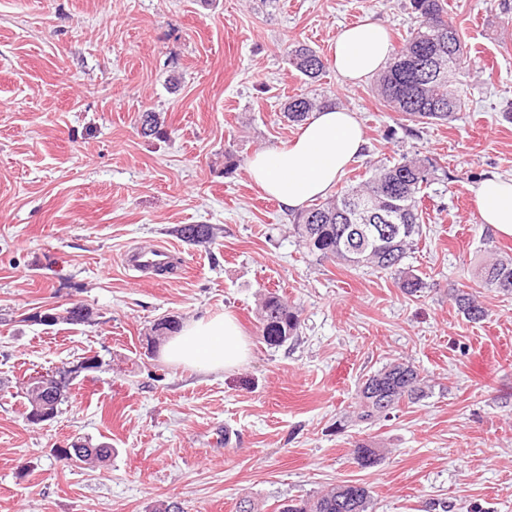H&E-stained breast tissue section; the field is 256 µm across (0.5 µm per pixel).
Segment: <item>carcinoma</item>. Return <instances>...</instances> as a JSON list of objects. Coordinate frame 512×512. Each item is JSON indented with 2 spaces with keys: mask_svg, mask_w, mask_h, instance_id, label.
<instances>
[{
  "mask_svg": "<svg viewBox=\"0 0 512 512\" xmlns=\"http://www.w3.org/2000/svg\"><path fill=\"white\" fill-rule=\"evenodd\" d=\"M418 26L408 32L395 51L387 68L375 79V88L384 105L409 121L439 120L451 122L466 106L463 89L453 83L454 75L466 63L465 44L457 26L445 9L444 0H410ZM290 64L310 81H316L325 71L321 56L305 44L288 49ZM336 105L330 96L291 97L286 117L302 123L316 109ZM160 115L144 112L141 130L144 135L158 133ZM436 172L433 160L427 156L401 154L390 165L375 169L365 181L349 185L326 201L301 211L291 224L297 241L311 254L353 267H372L395 276L401 291L415 296L427 288V283L414 271L402 267L408 251L422 236L423 216L419 210V194L430 185ZM375 200L379 210L388 212L402 232L393 239H366L360 232L364 225L351 210L358 197ZM180 235L193 244L207 243L213 235L209 224H188ZM476 286L512 293V258L484 261L475 269ZM452 299L460 313L472 322L488 316V310L476 294L465 289L453 290ZM72 324H85L92 313L83 305L66 310ZM257 321L264 341L282 345L297 335L300 317L296 307L279 294L267 292L257 308ZM426 377L410 362L394 361L365 378L356 390V419L374 423L389 417L403 402L418 403L429 396ZM59 460L106 463L112 448L103 445H71L59 450ZM356 463L369 468L384 457V449L372 440L355 442ZM279 512H373L371 491L362 483L346 481L297 502L283 503Z\"/></svg>",
  "mask_w": 512,
  "mask_h": 512,
  "instance_id": "obj_1",
  "label": "carcinoma"
}]
</instances>
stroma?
Here are the masks:
<instances>
[{"label":"stroma","instance_id":"stroma-1","mask_svg":"<svg viewBox=\"0 0 512 512\" xmlns=\"http://www.w3.org/2000/svg\"><path fill=\"white\" fill-rule=\"evenodd\" d=\"M466 45L456 121L408 122L373 79L334 69L304 80L287 48L331 60L341 26L373 15L400 44L410 0H0V512H261L329 485L368 486L374 512H512V294L481 289V322L455 307L512 237L482 223L473 188L512 179V0H445ZM325 93L367 137L344 178L406 152L434 159L422 236L404 260L428 284L411 297L393 275L319 259L291 215L250 180L256 151L293 140L290 97ZM161 117L142 135L145 112ZM210 224L196 246L176 230ZM174 251L171 270L137 278L136 245ZM301 310L297 336L264 342L265 291ZM81 325L40 322L73 305ZM233 314L250 342L241 366L201 373L151 352V327ZM78 374L57 416L24 417L35 371ZM407 360L431 393L378 423L356 421L366 375ZM107 445L102 466L67 465L72 440ZM387 453L359 466L355 442Z\"/></svg>","mask_w":512,"mask_h":512}]
</instances>
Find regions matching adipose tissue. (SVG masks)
<instances>
[{
    "mask_svg": "<svg viewBox=\"0 0 512 512\" xmlns=\"http://www.w3.org/2000/svg\"><path fill=\"white\" fill-rule=\"evenodd\" d=\"M392 53L386 28L373 17L344 27L336 36L332 65L353 87L382 69ZM367 140L355 113L329 108L312 113L296 138L255 152L247 165L251 181L288 211L327 196ZM480 219L512 236V180L489 178L473 190ZM248 344L231 314L203 317L186 324L164 348L172 363L199 372L228 371L247 357Z\"/></svg>",
    "mask_w": 512,
    "mask_h": 512,
    "instance_id": "1",
    "label": "adipose tissue"
}]
</instances>
